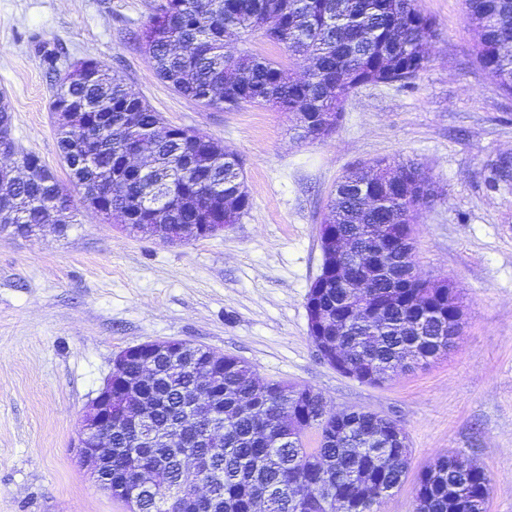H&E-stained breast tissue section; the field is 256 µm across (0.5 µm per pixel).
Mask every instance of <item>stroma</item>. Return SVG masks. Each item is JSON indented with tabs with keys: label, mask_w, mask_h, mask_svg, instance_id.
I'll use <instances>...</instances> for the list:
<instances>
[{
	"label": "stroma",
	"mask_w": 512,
	"mask_h": 512,
	"mask_svg": "<svg viewBox=\"0 0 512 512\" xmlns=\"http://www.w3.org/2000/svg\"><path fill=\"white\" fill-rule=\"evenodd\" d=\"M157 2L0 0L12 136L60 180L52 95L70 62L95 59L168 123L238 154L251 199L238 223L178 244L128 233L78 192L65 233L0 231V512H126L83 467L78 429L121 350L170 339L394 419L411 466L382 512H413L418 475L446 453L484 467L488 512H512V180L495 178L512 159V96L474 64L463 0H416L435 24L416 79L358 88L337 132L313 140L288 113L205 107L158 79L137 38ZM380 158L418 163L435 190L412 226L416 270L452 285L463 326L448 353L371 385L320 358L306 297L331 191Z\"/></svg>",
	"instance_id": "1"
}]
</instances>
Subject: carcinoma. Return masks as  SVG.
Wrapping results in <instances>:
<instances>
[{"label": "carcinoma", "mask_w": 512, "mask_h": 512, "mask_svg": "<svg viewBox=\"0 0 512 512\" xmlns=\"http://www.w3.org/2000/svg\"><path fill=\"white\" fill-rule=\"evenodd\" d=\"M465 19L479 33L475 61L512 96V0H464ZM260 31L309 60L297 79L280 62L232 48ZM433 22L415 0H166L139 33L155 74L178 94L222 109L271 106L296 117L299 138L320 112L343 117L348 95L368 84L405 85L426 61ZM73 115L57 125L60 155L72 159L71 186L33 153L26 178L0 181V211L17 234L52 222L63 232L74 211L55 201L82 190L85 201L112 194L129 224H235L250 209L238 155L207 135L165 121L126 80L102 63H69L53 101ZM142 143L146 175L126 158ZM434 199L419 164L381 159L344 176L320 225L326 235L359 247L367 229L387 226L394 241L386 269L362 295L332 282L310 300L333 318L318 337L341 350L350 377L372 385L448 352L457 297L446 283L421 288L413 273L410 224ZM112 400L149 412L154 433L195 439L207 428L208 448L138 444L140 421L112 418V498L128 512H380L410 468L408 445L392 440L384 419L361 411L341 420L310 387L259 383L244 360L167 341L129 350L112 367ZM198 406L187 416L184 407ZM303 429L288 438V417ZM148 479L152 490L142 489ZM209 486L204 496L195 492ZM490 479L456 454L437 457L418 476L415 512H486Z\"/></svg>", "instance_id": "cac0c4a2"}]
</instances>
